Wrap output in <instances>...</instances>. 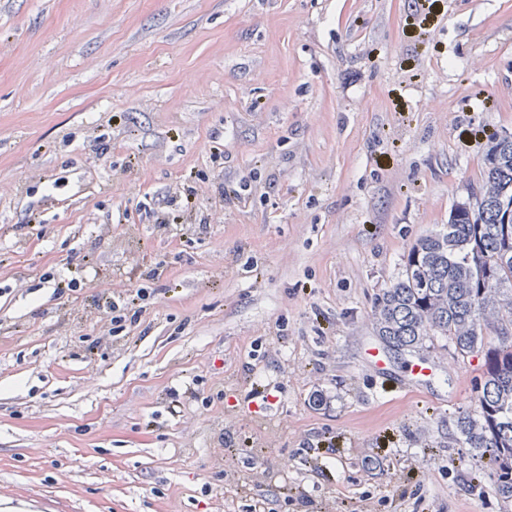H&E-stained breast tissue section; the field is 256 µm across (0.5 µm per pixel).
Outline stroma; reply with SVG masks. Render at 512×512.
<instances>
[{
    "label": "stroma",
    "instance_id": "obj_1",
    "mask_svg": "<svg viewBox=\"0 0 512 512\" xmlns=\"http://www.w3.org/2000/svg\"><path fill=\"white\" fill-rule=\"evenodd\" d=\"M505 133L512 0H0V512H504L372 310ZM250 185L240 182L237 186L234 184H221L217 193L218 197L214 198V205L224 207L225 205L242 202L249 195ZM144 290L145 288L128 289L125 293L113 295L112 299L107 301L105 316L100 321H103L101 328H108V335L118 331H124L125 337L134 334L140 312L134 309L138 301L143 300Z\"/></svg>",
    "mask_w": 512,
    "mask_h": 512
}]
</instances>
